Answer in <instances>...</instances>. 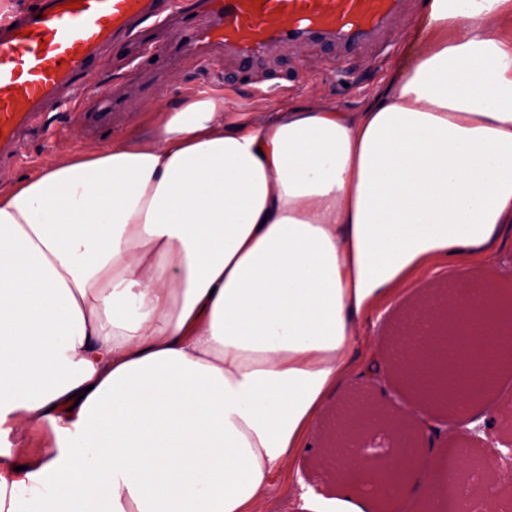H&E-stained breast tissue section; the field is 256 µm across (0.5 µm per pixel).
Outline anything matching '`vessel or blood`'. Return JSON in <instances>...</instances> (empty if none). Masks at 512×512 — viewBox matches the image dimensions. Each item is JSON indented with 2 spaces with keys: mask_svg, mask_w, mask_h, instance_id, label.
<instances>
[{
  "mask_svg": "<svg viewBox=\"0 0 512 512\" xmlns=\"http://www.w3.org/2000/svg\"><path fill=\"white\" fill-rule=\"evenodd\" d=\"M65 0H35L34 7L0 13V155L24 154V131L41 124L44 109L61 91L83 99L95 64L110 44L133 37L153 20L159 33L157 0H83L68 9ZM410 0H200L204 26L184 17L178 0H166L192 49L205 60L213 48L242 63L259 65L272 50L320 39L350 53L382 48L394 18Z\"/></svg>",
  "mask_w": 512,
  "mask_h": 512,
  "instance_id": "b4317fda",
  "label": "vessel or blood"
}]
</instances>
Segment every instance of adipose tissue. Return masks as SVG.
I'll list each match as a JSON object with an SVG mask.
<instances>
[{
    "label": "adipose tissue",
    "mask_w": 512,
    "mask_h": 512,
    "mask_svg": "<svg viewBox=\"0 0 512 512\" xmlns=\"http://www.w3.org/2000/svg\"><path fill=\"white\" fill-rule=\"evenodd\" d=\"M153 131L0 186V512H256L339 389L377 378L363 324L420 279L477 268L512 232V0H426L366 108L303 100L267 121L198 93ZM462 314L512 346L479 278ZM421 375L412 411L480 414L496 389L441 384V347L391 354ZM393 439L394 506L436 501L448 452ZM359 455L310 512H371Z\"/></svg>",
    "instance_id": "adipose-tissue-1"
}]
</instances>
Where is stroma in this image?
<instances>
[{
	"instance_id": "1",
	"label": "stroma",
	"mask_w": 512,
	"mask_h": 512,
	"mask_svg": "<svg viewBox=\"0 0 512 512\" xmlns=\"http://www.w3.org/2000/svg\"><path fill=\"white\" fill-rule=\"evenodd\" d=\"M419 11L418 0H413L408 15L393 22L386 37L387 47L380 53L369 49L342 58L334 46L311 42L290 50L281 49L268 65L255 71L244 70L234 62H217L216 69L224 78V107L229 113H241L254 120L274 118L288 104L300 100L333 105L348 112L360 111L373 101L376 88L387 80L405 34ZM126 54L125 45H116L99 59L93 75L96 86L115 85L125 92L126 109L113 116L111 126L93 132L79 129L80 115L96 107L97 97L93 94L78 107L50 112L54 136H47L40 130L27 132L26 157L0 164V179L36 173L49 161L60 160L78 150L109 145L112 140L130 132L144 131V107L162 99L168 101L187 95L189 85L200 77L201 69L193 62L172 68L166 76L165 92L158 97L144 88L147 68L126 64ZM331 67L336 68L338 80L327 78L326 71ZM258 83L279 86L282 92L272 99L259 98L253 92L254 85ZM417 305L414 298L402 301L376 323L366 324V341L381 350L398 345L401 326ZM371 392L380 394L381 402L388 410L400 412L408 407V390L390 376H381L370 385L355 381L345 386L316 427L310 448L305 449L295 462L301 477L315 492L324 495L335 492L336 466L326 458L329 434L335 429L343 408ZM487 406L490 421L486 424H473L466 415H446L448 448H459L467 456L484 459L495 456L506 442L512 441V373L501 377L494 394L487 400Z\"/></svg>"
}]
</instances>
